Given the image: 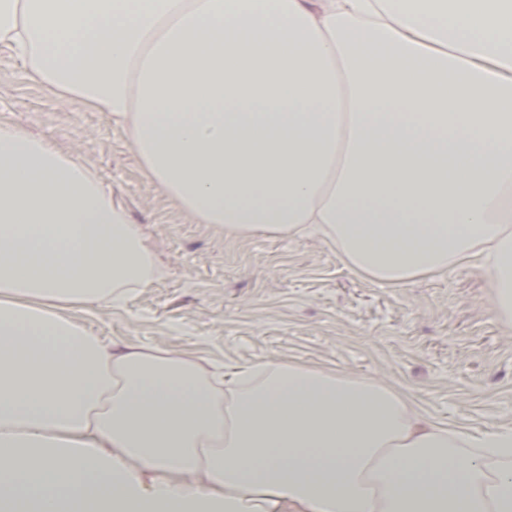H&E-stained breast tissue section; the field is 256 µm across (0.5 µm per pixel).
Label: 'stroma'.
<instances>
[{"instance_id": "1", "label": "stroma", "mask_w": 512, "mask_h": 512, "mask_svg": "<svg viewBox=\"0 0 512 512\" xmlns=\"http://www.w3.org/2000/svg\"><path fill=\"white\" fill-rule=\"evenodd\" d=\"M0 121L72 148L142 228L158 273L123 308L75 311L91 334L208 371L294 360L396 385L452 427H512V327L478 271L396 288L360 279L314 236L230 238L194 223L108 112L57 100L1 52Z\"/></svg>"}]
</instances>
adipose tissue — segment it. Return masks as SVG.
I'll list each match as a JSON object with an SVG mask.
<instances>
[{
	"instance_id": "1",
	"label": "adipose tissue",
	"mask_w": 512,
	"mask_h": 512,
	"mask_svg": "<svg viewBox=\"0 0 512 512\" xmlns=\"http://www.w3.org/2000/svg\"><path fill=\"white\" fill-rule=\"evenodd\" d=\"M3 49L195 223L395 287L476 268L512 323V0H0ZM156 271L92 168L0 122V512H512V428L293 361L217 386L73 318Z\"/></svg>"
}]
</instances>
